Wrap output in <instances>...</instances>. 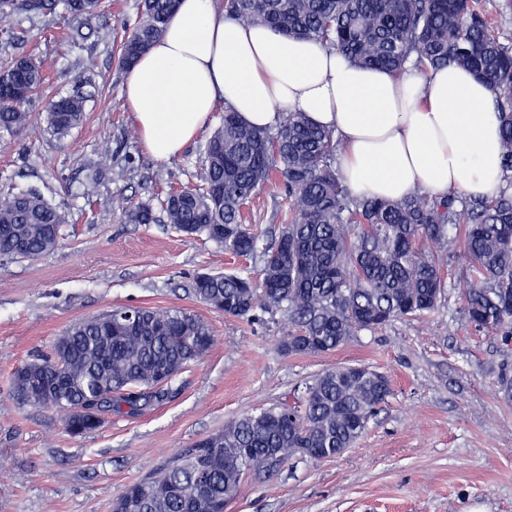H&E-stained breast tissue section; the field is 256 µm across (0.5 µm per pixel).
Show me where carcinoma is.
Masks as SVG:
<instances>
[{
  "label": "carcinoma",
  "mask_w": 512,
  "mask_h": 512,
  "mask_svg": "<svg viewBox=\"0 0 512 512\" xmlns=\"http://www.w3.org/2000/svg\"><path fill=\"white\" fill-rule=\"evenodd\" d=\"M175 0H141L121 43L119 64L132 62L165 34ZM224 13L288 36L336 49L365 67L395 72L415 58L426 72L454 63L480 74L497 95L507 186L493 198L443 199L416 188L398 200L351 196L332 169L335 134L301 114H283L269 131L242 122L231 108L205 145L198 188L171 194L163 212L181 232L204 235L242 257L261 253L259 277L195 278L193 294L226 315L254 321L282 311L289 331L282 349L332 352L362 330L436 309L445 293L440 253L463 249L471 287L465 311L478 329L512 336V45L500 41L473 0H223ZM61 9L100 16L102 0H0V22L20 12ZM41 66L23 56L0 69V86L30 99L43 85ZM82 93L47 101L49 128L66 135L85 118ZM30 120L23 103L0 96V131ZM280 182L288 222L258 250L243 223L244 205ZM134 224L156 221L148 205L127 209ZM64 216L29 191L0 197V257L39 259L58 245ZM213 336L180 308L121 305L73 323L49 350L20 365L12 384L24 405L53 410L74 436L97 429L101 414L141 411L174 394L172 385L210 350ZM63 385L37 391L40 378ZM391 394L386 375L365 365L338 366L307 383L297 403L247 413L173 458L159 472L126 486L112 512H224L243 479L272 476L288 460L332 458L362 437Z\"/></svg>",
  "instance_id": "1"
}]
</instances>
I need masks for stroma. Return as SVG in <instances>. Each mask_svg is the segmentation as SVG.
Returning a JSON list of instances; mask_svg holds the SVG:
<instances>
[{
	"label": "stroma",
	"mask_w": 512,
	"mask_h": 512,
	"mask_svg": "<svg viewBox=\"0 0 512 512\" xmlns=\"http://www.w3.org/2000/svg\"><path fill=\"white\" fill-rule=\"evenodd\" d=\"M138 4L106 0L105 16L89 24L21 13L13 35L0 33V66L30 55L46 76L26 105L28 125L0 131V191L38 192L67 217L50 254L0 257V512H112L127 485L228 422L295 403L316 374L356 364L385 373L392 388L363 437L338 457L296 456L272 477L246 478L224 512H512V399L500 389L501 378L512 379V342L469 322L460 249L450 253L446 298L434 312L361 331L330 353L296 355L281 348L282 314L252 323L192 293L196 275H254L259 259L169 224L127 222L123 206L155 205L170 188L197 184L205 143L224 116L216 108L180 156L148 154L118 63ZM78 86L86 118L58 136L43 120L45 101ZM288 210L277 187L246 215L268 242ZM115 305L185 309L208 324L214 345L181 372L170 400L138 415L103 414L98 430L73 437L54 411L18 401L12 375L69 325Z\"/></svg>",
	"instance_id": "obj_1"
}]
</instances>
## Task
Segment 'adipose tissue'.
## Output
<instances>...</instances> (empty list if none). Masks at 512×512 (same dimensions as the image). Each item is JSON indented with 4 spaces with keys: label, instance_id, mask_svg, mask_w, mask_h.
Returning <instances> with one entry per match:
<instances>
[{
    "label": "adipose tissue",
    "instance_id": "obj_1",
    "mask_svg": "<svg viewBox=\"0 0 512 512\" xmlns=\"http://www.w3.org/2000/svg\"><path fill=\"white\" fill-rule=\"evenodd\" d=\"M221 0H179L166 34L123 88L147 152L167 161L218 103L269 129L284 112L332 130L342 183L360 198L496 196L506 186L492 87L446 66L403 74L361 68L319 43L224 14Z\"/></svg>",
    "mask_w": 512,
    "mask_h": 512
}]
</instances>
